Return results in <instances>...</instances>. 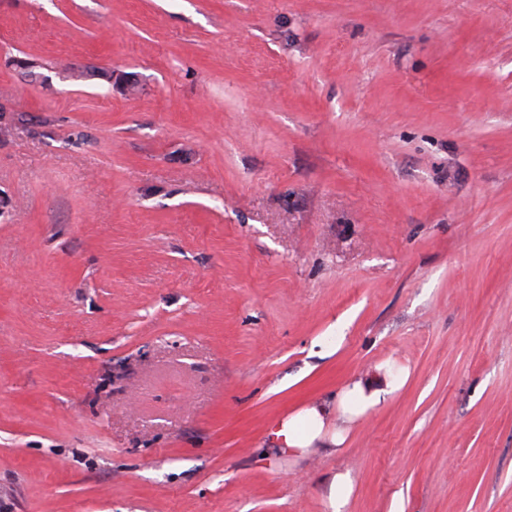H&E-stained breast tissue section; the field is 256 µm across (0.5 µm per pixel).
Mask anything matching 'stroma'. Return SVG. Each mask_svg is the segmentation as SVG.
Wrapping results in <instances>:
<instances>
[{
	"instance_id": "35a3bbf8",
	"label": "stroma",
	"mask_w": 512,
	"mask_h": 512,
	"mask_svg": "<svg viewBox=\"0 0 512 512\" xmlns=\"http://www.w3.org/2000/svg\"><path fill=\"white\" fill-rule=\"evenodd\" d=\"M0 95V512H512V0H0ZM404 383L390 369L378 385L363 377L353 379L338 399L305 406L278 419L270 428L271 448L280 456L302 457L317 445L338 451L346 440L350 425L368 411L386 402ZM336 447V448H335ZM354 489V477L350 470L336 472L327 486V504L330 512H348L346 509Z\"/></svg>"
}]
</instances>
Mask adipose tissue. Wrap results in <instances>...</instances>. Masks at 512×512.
<instances>
[{
  "label": "adipose tissue",
  "instance_id": "adipose-tissue-1",
  "mask_svg": "<svg viewBox=\"0 0 512 512\" xmlns=\"http://www.w3.org/2000/svg\"><path fill=\"white\" fill-rule=\"evenodd\" d=\"M404 383L401 375L387 373L379 383L358 378L348 383L337 400L305 406L278 419L270 428V440L278 455L302 457L311 448L341 447L350 425L386 402Z\"/></svg>",
  "mask_w": 512,
  "mask_h": 512
}]
</instances>
